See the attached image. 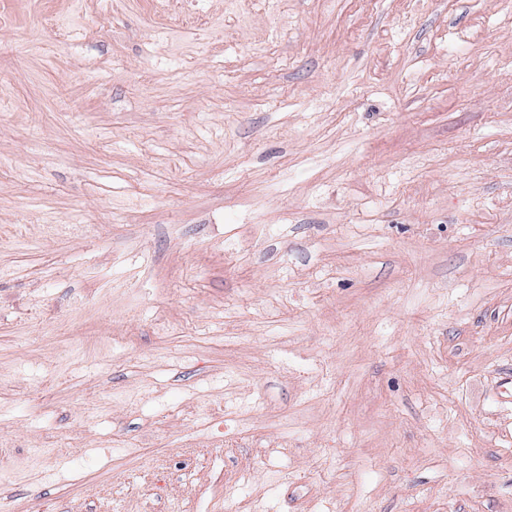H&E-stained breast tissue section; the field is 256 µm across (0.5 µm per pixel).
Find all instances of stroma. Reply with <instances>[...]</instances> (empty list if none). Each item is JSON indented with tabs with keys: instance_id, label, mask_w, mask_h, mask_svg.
Returning a JSON list of instances; mask_svg holds the SVG:
<instances>
[{
	"instance_id": "obj_1",
	"label": "stroma",
	"mask_w": 512,
	"mask_h": 512,
	"mask_svg": "<svg viewBox=\"0 0 512 512\" xmlns=\"http://www.w3.org/2000/svg\"><path fill=\"white\" fill-rule=\"evenodd\" d=\"M0 0L10 512H512V0Z\"/></svg>"
}]
</instances>
